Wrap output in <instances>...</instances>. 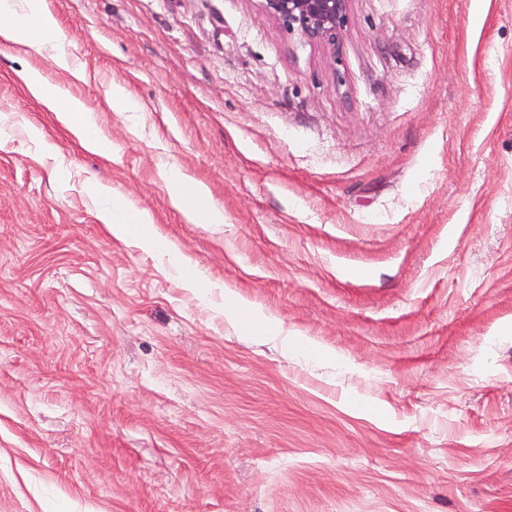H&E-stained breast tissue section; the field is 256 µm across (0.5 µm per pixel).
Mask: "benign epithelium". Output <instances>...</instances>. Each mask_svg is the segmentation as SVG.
Here are the masks:
<instances>
[{"instance_id":"obj_1","label":"benign epithelium","mask_w":512,"mask_h":512,"mask_svg":"<svg viewBox=\"0 0 512 512\" xmlns=\"http://www.w3.org/2000/svg\"><path fill=\"white\" fill-rule=\"evenodd\" d=\"M351 0H260L262 10L288 31L319 44L331 56L339 53Z\"/></svg>"}]
</instances>
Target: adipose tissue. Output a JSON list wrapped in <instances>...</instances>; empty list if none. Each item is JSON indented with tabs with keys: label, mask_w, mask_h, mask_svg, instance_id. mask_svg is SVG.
<instances>
[{
	"label": "adipose tissue",
	"mask_w": 512,
	"mask_h": 512,
	"mask_svg": "<svg viewBox=\"0 0 512 512\" xmlns=\"http://www.w3.org/2000/svg\"><path fill=\"white\" fill-rule=\"evenodd\" d=\"M59 24L43 7V0H0V41L20 47L48 51L55 65L62 71L78 77L82 71L69 55L59 51ZM24 85L29 95L48 111L54 112L58 121L83 144L101 150L102 140L92 113L83 103L68 97L58 86L49 85L38 73H25ZM176 197L184 205L186 219L195 224L219 225L224 212L211 199L209 191L200 185L174 176ZM101 220L107 230L118 239L138 236L140 243L160 246L159 238L142 233V226L151 224L148 213L120 207L119 211L103 209Z\"/></svg>",
	"instance_id": "ef3b65f1"
}]
</instances>
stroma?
Returning <instances> with one entry per match:
<instances>
[{"label": "stroma", "instance_id": "obj_1", "mask_svg": "<svg viewBox=\"0 0 512 512\" xmlns=\"http://www.w3.org/2000/svg\"><path fill=\"white\" fill-rule=\"evenodd\" d=\"M45 6L87 78L0 43V512H512V0H351L335 58L258 0ZM23 80L29 95L49 112H54L69 132L96 152L107 155L93 113L87 112L80 100L68 97L59 86L49 85L37 72L25 73ZM173 186L176 197L184 204V216L188 221L194 224H223L224 211L212 201L205 187L191 184L181 175H174ZM117 210L120 212L119 218L115 217L112 205L103 209L101 221L118 239L125 240L129 236L138 235L142 226L152 224L151 216L146 212L132 210L127 206L118 207ZM224 315L234 324L243 323L246 316L253 315V310L249 304L237 298L227 289L224 290Z\"/></svg>", "mask_w": 512, "mask_h": 512}]
</instances>
